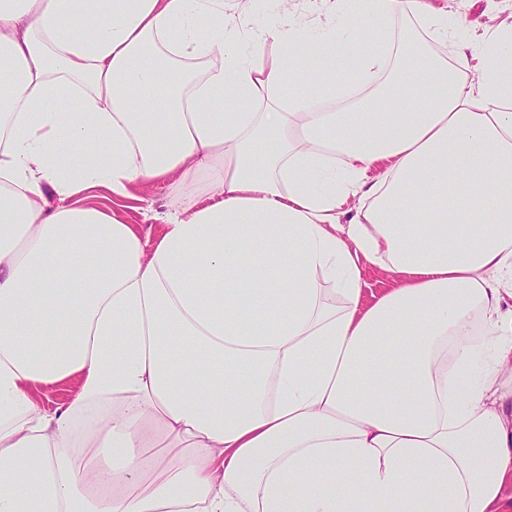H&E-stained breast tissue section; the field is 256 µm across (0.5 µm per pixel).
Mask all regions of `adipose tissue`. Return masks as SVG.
Wrapping results in <instances>:
<instances>
[{"label":"adipose tissue","instance_id":"1","mask_svg":"<svg viewBox=\"0 0 512 512\" xmlns=\"http://www.w3.org/2000/svg\"><path fill=\"white\" fill-rule=\"evenodd\" d=\"M278 5L0 0V512H512V25L431 63L426 0ZM317 41L406 66L289 94ZM154 181L153 241L80 199ZM293 1L289 6L288 20L302 24L319 22L327 24L331 14L325 13L324 5L320 0H288ZM362 277L366 283L363 286V301L366 304L374 300L373 296H379L386 288L392 287V282L386 273L374 267L365 266L362 271Z\"/></svg>","mask_w":512,"mask_h":512}]
</instances>
